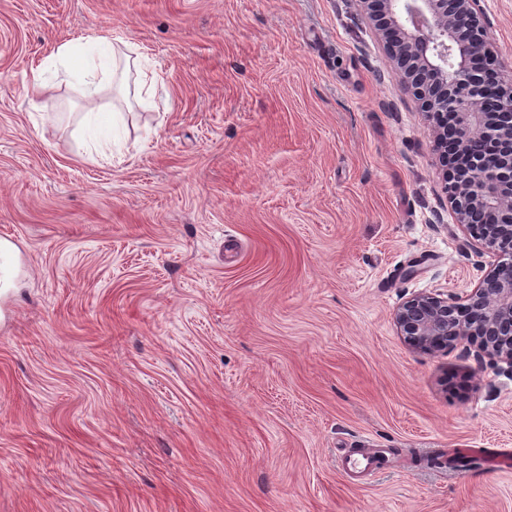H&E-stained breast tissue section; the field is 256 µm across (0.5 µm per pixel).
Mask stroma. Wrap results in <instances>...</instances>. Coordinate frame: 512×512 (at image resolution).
Instances as JSON below:
<instances>
[{"mask_svg":"<svg viewBox=\"0 0 512 512\" xmlns=\"http://www.w3.org/2000/svg\"><path fill=\"white\" fill-rule=\"evenodd\" d=\"M477 8L512 73V0ZM99 38L158 76L100 95L109 161L75 83L29 95ZM392 70L355 0H0V512H512L447 455L512 448V374L393 322L494 257Z\"/></svg>","mask_w":512,"mask_h":512,"instance_id":"1","label":"stroma"}]
</instances>
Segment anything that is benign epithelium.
<instances>
[{
    "label": "benign epithelium",
    "mask_w": 512,
    "mask_h": 512,
    "mask_svg": "<svg viewBox=\"0 0 512 512\" xmlns=\"http://www.w3.org/2000/svg\"><path fill=\"white\" fill-rule=\"evenodd\" d=\"M394 64V76L434 128L433 151L457 223L497 256L469 292L414 294L394 312L400 336L426 351L458 341L512 374V79L498 77L490 111L494 46L477 0H358ZM490 154L473 153L475 137Z\"/></svg>",
    "instance_id": "obj_1"
}]
</instances>
